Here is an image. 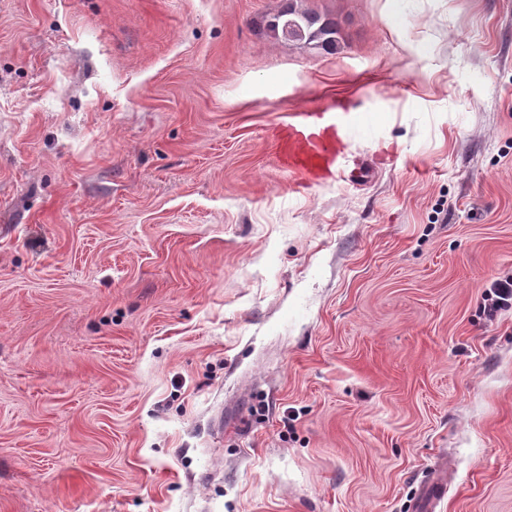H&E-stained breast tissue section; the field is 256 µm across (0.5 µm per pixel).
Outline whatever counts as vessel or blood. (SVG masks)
Listing matches in <instances>:
<instances>
[{"label":"vessel or blood","mask_w":512,"mask_h":512,"mask_svg":"<svg viewBox=\"0 0 512 512\" xmlns=\"http://www.w3.org/2000/svg\"><path fill=\"white\" fill-rule=\"evenodd\" d=\"M364 130L361 105L354 100L294 113L288 123V167L298 185L344 176L361 179V169L347 168L345 159L349 141Z\"/></svg>","instance_id":"1"}]
</instances>
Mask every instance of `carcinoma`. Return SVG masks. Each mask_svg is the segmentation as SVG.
Returning <instances> with one entry per match:
<instances>
[{
  "instance_id": "obj_1",
  "label": "carcinoma",
  "mask_w": 512,
  "mask_h": 512,
  "mask_svg": "<svg viewBox=\"0 0 512 512\" xmlns=\"http://www.w3.org/2000/svg\"><path fill=\"white\" fill-rule=\"evenodd\" d=\"M267 29L274 38L299 49L334 52L339 46V25L336 20L313 8L288 0V4L269 17Z\"/></svg>"
}]
</instances>
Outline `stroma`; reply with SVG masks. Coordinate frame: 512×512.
Masks as SVG:
<instances>
[{
	"label": "stroma",
	"instance_id": "stroma-1",
	"mask_svg": "<svg viewBox=\"0 0 512 512\" xmlns=\"http://www.w3.org/2000/svg\"><path fill=\"white\" fill-rule=\"evenodd\" d=\"M400 3L0 0V512H512V0ZM298 1L288 0V4L267 20V29L274 38L288 41L299 49L335 52L339 46V25L336 20L313 8L298 5ZM296 23L298 31L286 33V23ZM364 131L361 105L354 100L295 112L288 121V169L295 174L297 184L303 187L346 174L351 181L363 178L361 168L348 169L345 159L349 141ZM490 288L494 298L491 296V310L501 307L512 306V276L498 278L492 282Z\"/></svg>",
	"mask_w": 512,
	"mask_h": 512
}]
</instances>
